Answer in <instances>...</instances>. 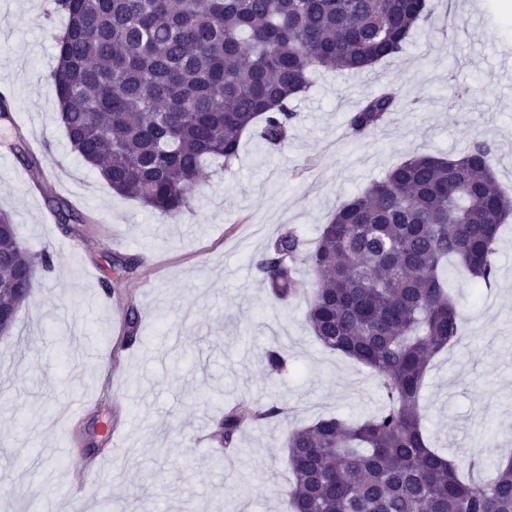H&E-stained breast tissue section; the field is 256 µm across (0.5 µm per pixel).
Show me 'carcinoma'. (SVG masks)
Listing matches in <instances>:
<instances>
[{
  "label": "carcinoma",
  "mask_w": 512,
  "mask_h": 512,
  "mask_svg": "<svg viewBox=\"0 0 512 512\" xmlns=\"http://www.w3.org/2000/svg\"><path fill=\"white\" fill-rule=\"evenodd\" d=\"M431 0H54L66 22L55 36L48 79L56 120L72 152L112 192L160 219L191 211L207 162L239 156L243 136L288 144L292 102L318 68L366 71L401 53ZM396 92L368 96L348 117L355 136L380 128ZM10 149L37 179V158L20 136ZM60 224L90 217L62 196L49 200ZM512 197L497 185L494 149L474 143L456 157L420 154L342 201L309 248L284 226L254 260L278 302L315 278L306 321L317 341L370 368L381 404L352 422L322 418L288 436L292 512H512V463L467 470L430 447L421 412L431 358L458 339L463 315L448 286L454 261L474 288L497 275L498 243ZM0 307L18 309L47 253L30 254L0 212ZM269 375L287 366L264 352ZM287 408L256 404L251 422ZM246 426L234 406L210 438L237 448Z\"/></svg>",
  "instance_id": "obj_1"
}]
</instances>
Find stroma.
<instances>
[{"mask_svg":"<svg viewBox=\"0 0 512 512\" xmlns=\"http://www.w3.org/2000/svg\"><path fill=\"white\" fill-rule=\"evenodd\" d=\"M63 25L53 0H0V92L26 138L42 143L37 181L0 148V211L31 252L54 258L0 338V512L21 497L38 512H68L67 486L91 512L106 501L112 512H288L289 434L371 413L379 390L368 368L317 342L306 296L273 301L252 261L284 225L315 242L341 201L416 153L454 156L488 141L512 194V0H433L399 55L362 73L316 71L283 150L244 137L238 158L206 174L192 213L175 221L116 196L71 152L47 79ZM387 85L399 109L352 137L349 114ZM56 195L92 223H54ZM116 255L140 260L119 283ZM497 266L489 288L453 278L464 328L433 361L423 400L434 447L488 464L512 453V226ZM131 308L137 340L119 350ZM271 345L288 356L276 379L263 360ZM273 401L288 417L247 425L237 453L210 441L225 405L246 417ZM112 434L118 449L96 469ZM43 444L71 455L44 456Z\"/></svg>","mask_w":512,"mask_h":512,"instance_id":"1","label":"stroma"}]
</instances>
